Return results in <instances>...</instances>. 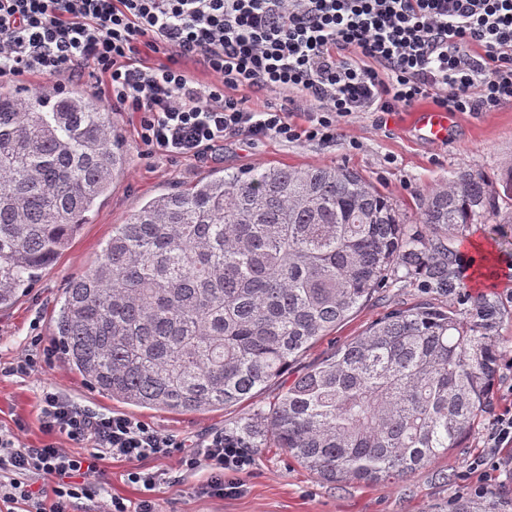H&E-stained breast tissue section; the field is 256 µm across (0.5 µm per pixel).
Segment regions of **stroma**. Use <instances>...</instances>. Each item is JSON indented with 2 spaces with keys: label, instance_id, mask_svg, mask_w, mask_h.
<instances>
[{
  "label": "stroma",
  "instance_id": "35a3bbf8",
  "mask_svg": "<svg viewBox=\"0 0 512 512\" xmlns=\"http://www.w3.org/2000/svg\"><path fill=\"white\" fill-rule=\"evenodd\" d=\"M432 106V101L424 100L416 107L389 114L360 113L343 123L341 135L333 144L277 140L250 143L231 137L204 163L170 160L151 153L140 138L139 113H111V122L128 148L125 174L113 183L88 223L43 271L39 281L20 294L12 306L0 310V427L21 428L24 443L41 446L45 436L40 408L45 392L52 389L80 404L150 424L190 444L223 430L225 425L248 421L257 409L268 408L282 388L281 381L271 382L241 405L203 414H180L135 408L94 392L79 374L65 366L58 353L43 362L35 375L21 373L17 365L25 354L35 353V340L52 344L53 319L65 287L94 265L112 236L113 226L123 223L146 196L188 188L215 169L236 173L261 165L346 166L372 181L413 224L424 196L432 188L459 172L494 177L512 161V104L492 112L452 113L448 140L441 144L422 138L413 124L416 111ZM447 245L454 257L476 258L472 267L458 274L453 290L432 293L407 278L389 282L300 357L292 373H304L332 348L363 335L373 322L392 310L429 304L455 311L460 319L472 324L476 321V301L490 300L497 319L489 334L495 340L500 368L490 392V406L475 423L464 447L451 449L431 466L388 485L328 483L302 468L282 449L255 448L241 493L221 499L202 496L199 487L206 473L200 470L179 484L157 487L155 498L160 512H449L455 500L473 497L479 484L486 486L489 494L511 498L512 470L494 471L484 477L473 471L472 463L484 453L485 434L491 424L512 411V218L504 212L487 216L468 225L464 232L449 235ZM136 467L160 473L175 470L177 461L168 457H150L136 463L121 458L101 461L99 495L92 500H76L74 512H100L103 503L113 498L135 507L143 488L129 482L127 474Z\"/></svg>",
  "mask_w": 512,
  "mask_h": 512
}]
</instances>
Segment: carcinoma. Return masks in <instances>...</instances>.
<instances>
[{
    "mask_svg": "<svg viewBox=\"0 0 512 512\" xmlns=\"http://www.w3.org/2000/svg\"><path fill=\"white\" fill-rule=\"evenodd\" d=\"M129 164L92 95L0 86V309L33 285ZM512 200L463 173L424 198L418 228L342 167L214 170L142 202L112 229L55 318L66 366L114 400L201 414L253 399L312 345L403 273L455 287L443 235ZM481 323L447 309L394 310L326 355L224 434L281 448L329 483L403 479L463 447L499 370ZM451 512H512L460 500Z\"/></svg>",
    "mask_w": 512,
    "mask_h": 512,
    "instance_id": "obj_1",
    "label": "carcinoma"
}]
</instances>
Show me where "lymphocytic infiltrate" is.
<instances>
[{
	"label": "lymphocytic infiltrate",
	"instance_id": "lymphocytic-infiltrate-1",
	"mask_svg": "<svg viewBox=\"0 0 512 512\" xmlns=\"http://www.w3.org/2000/svg\"><path fill=\"white\" fill-rule=\"evenodd\" d=\"M36 74L94 80L108 110L141 113L142 142L173 159H204L232 136L330 144L361 112L511 104L512 0H0V84ZM40 425L36 448L0 428V502L23 512H72L99 495L107 458H176L181 475L206 471L202 491L217 497L239 493L252 467L223 433L190 448L57 391Z\"/></svg>",
	"mask_w": 512,
	"mask_h": 512
}]
</instances>
